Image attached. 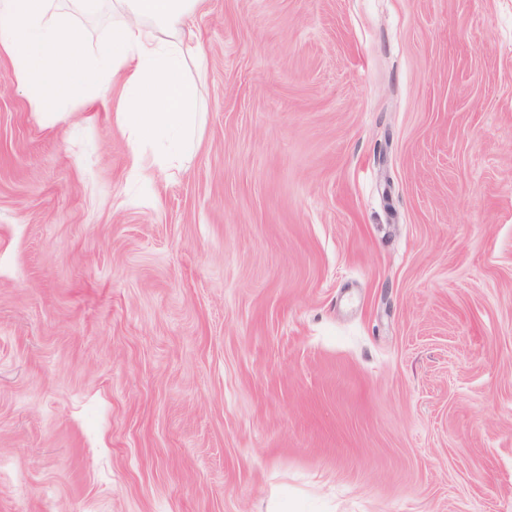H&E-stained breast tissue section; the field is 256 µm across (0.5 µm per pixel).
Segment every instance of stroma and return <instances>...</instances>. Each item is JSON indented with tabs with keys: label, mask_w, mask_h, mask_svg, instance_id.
Listing matches in <instances>:
<instances>
[{
	"label": "stroma",
	"mask_w": 512,
	"mask_h": 512,
	"mask_svg": "<svg viewBox=\"0 0 512 512\" xmlns=\"http://www.w3.org/2000/svg\"><path fill=\"white\" fill-rule=\"evenodd\" d=\"M130 168L0 57V512H512V0H204ZM172 158L173 154L169 150H159L153 153L151 158H148L142 151L136 149L131 155V163L133 168L136 169H156L162 173H166Z\"/></svg>",
	"instance_id": "1"
}]
</instances>
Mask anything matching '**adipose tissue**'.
<instances>
[{
	"instance_id": "ef3b65f1",
	"label": "adipose tissue",
	"mask_w": 512,
	"mask_h": 512,
	"mask_svg": "<svg viewBox=\"0 0 512 512\" xmlns=\"http://www.w3.org/2000/svg\"><path fill=\"white\" fill-rule=\"evenodd\" d=\"M201 0H113L119 20L92 53L77 50L79 30L57 0H0V54L15 67L18 84L40 112L63 120L60 104L73 92L101 83L117 89L101 98L123 130L162 143L153 155L133 151V168L166 171L175 152L196 143V90L185 59L204 67L199 46L182 27Z\"/></svg>"
}]
</instances>
